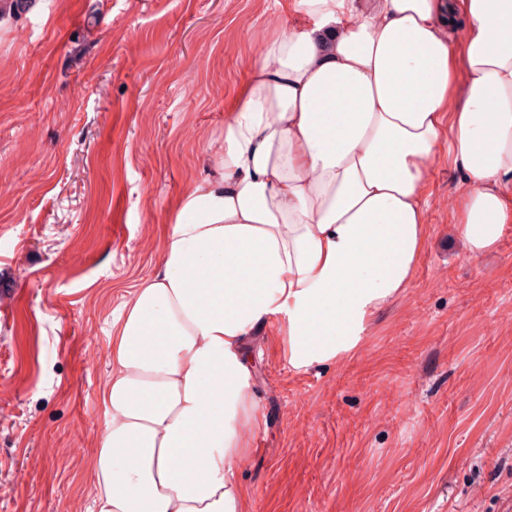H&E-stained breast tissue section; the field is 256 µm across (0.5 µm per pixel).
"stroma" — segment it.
<instances>
[{"label":"stroma","instance_id":"obj_1","mask_svg":"<svg viewBox=\"0 0 512 512\" xmlns=\"http://www.w3.org/2000/svg\"><path fill=\"white\" fill-rule=\"evenodd\" d=\"M0 0V512H95L112 332L285 0ZM440 147L429 240L359 350L244 341L260 431L241 512H512V223L471 257Z\"/></svg>","mask_w":512,"mask_h":512}]
</instances>
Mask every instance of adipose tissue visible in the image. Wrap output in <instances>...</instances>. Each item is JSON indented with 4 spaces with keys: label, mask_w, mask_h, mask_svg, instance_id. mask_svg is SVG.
I'll return each mask as SVG.
<instances>
[{
    "label": "adipose tissue",
    "mask_w": 512,
    "mask_h": 512,
    "mask_svg": "<svg viewBox=\"0 0 512 512\" xmlns=\"http://www.w3.org/2000/svg\"><path fill=\"white\" fill-rule=\"evenodd\" d=\"M224 125L222 176L183 195L112 337L97 512H240L259 430L245 336L275 322L304 371L354 352L427 241L440 144L471 255L512 208V0H288Z\"/></svg>",
    "instance_id": "obj_1"
}]
</instances>
